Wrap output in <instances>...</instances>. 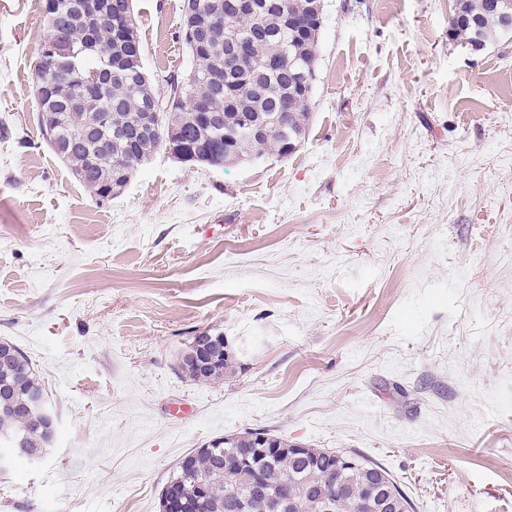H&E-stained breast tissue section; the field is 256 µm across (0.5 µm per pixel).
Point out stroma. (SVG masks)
I'll return each instance as SVG.
<instances>
[{
	"label": "stroma",
	"mask_w": 512,
	"mask_h": 512,
	"mask_svg": "<svg viewBox=\"0 0 512 512\" xmlns=\"http://www.w3.org/2000/svg\"><path fill=\"white\" fill-rule=\"evenodd\" d=\"M41 0H0V340L56 421L0 512H159L181 459L263 430L379 463L415 512H512V36L456 0H323L305 138L221 168L158 150L92 197L36 120ZM183 0H134L185 75ZM227 338L231 374L179 368ZM485 1L487 0H459L448 22V38L459 40L478 51L499 36L511 34L512 17H498L502 12H497L496 1L492 2V9L498 16L491 17L485 11ZM463 14L469 18L468 23L459 18Z\"/></svg>",
	"instance_id": "obj_1"
}]
</instances>
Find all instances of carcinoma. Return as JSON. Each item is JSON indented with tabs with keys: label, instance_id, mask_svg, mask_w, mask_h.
Instances as JSON below:
<instances>
[{
	"label": "carcinoma",
	"instance_id": "cac0c4a2",
	"mask_svg": "<svg viewBox=\"0 0 512 512\" xmlns=\"http://www.w3.org/2000/svg\"><path fill=\"white\" fill-rule=\"evenodd\" d=\"M54 13L68 20V27L56 32L48 28L47 40L60 50L56 58L76 65L73 70L58 67L53 59L39 54L34 75L42 79L45 91L35 99L38 126L55 154L69 167L88 192L99 201L116 197L137 168L159 148L185 145L196 156L215 158L214 166L235 163L254 151L288 156L279 136L272 134L258 143L243 141L230 150L186 111L195 100L210 112L226 113L232 106L242 112L282 114L288 133L298 139L306 135L311 121L318 56L319 33H303L308 25L309 0H280L293 22L284 26L271 15L253 25L236 23L225 27L226 0H196L200 13L197 30L180 24V32L194 66L184 75L162 77L169 88L160 100L152 80L141 79L137 60L142 58L141 42L113 36V30L137 26L133 0H111L112 5L98 17H91L93 0H52ZM512 33V18L491 17L485 0H459L448 22V38L475 50ZM241 42L243 58L233 55V44ZM99 72V83L84 86L86 72ZM157 113L155 125L144 128L141 117ZM14 353L8 366L0 365V399L16 405V411L0 415V433L27 436L28 447L46 455L55 426L45 425L24 403L32 395L46 397L44 385L29 358L13 343L0 341V350ZM246 432L227 443L197 448L180 462L171 483L185 504V512H227L228 493L248 492L251 472L247 469L229 482L221 470L224 454L235 448H249ZM354 457L366 473L333 472L342 458ZM267 490L288 498L282 512H317V497L334 503L333 512H362L367 497L364 479L372 477L380 488L394 494L403 512L413 505L391 475L379 464L345 452L312 448L303 459L274 454L264 464ZM210 487L200 497V485Z\"/></svg>",
	"mask_w": 512,
	"mask_h": 512
}]
</instances>
